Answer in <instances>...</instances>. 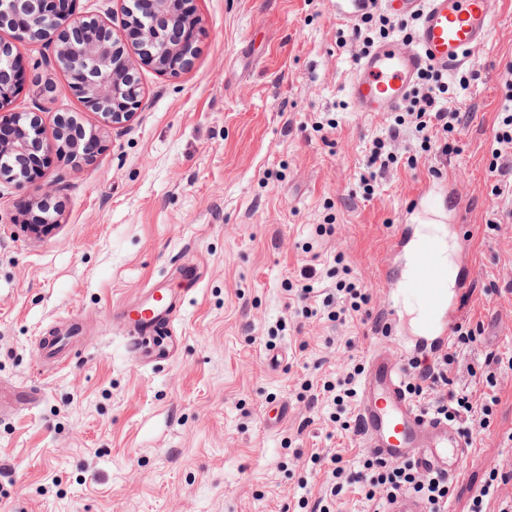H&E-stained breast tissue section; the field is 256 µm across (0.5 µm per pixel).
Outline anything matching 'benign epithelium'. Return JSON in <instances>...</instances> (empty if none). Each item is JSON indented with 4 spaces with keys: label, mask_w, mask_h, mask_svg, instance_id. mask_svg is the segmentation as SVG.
Returning <instances> with one entry per match:
<instances>
[{
    "label": "benign epithelium",
    "mask_w": 512,
    "mask_h": 512,
    "mask_svg": "<svg viewBox=\"0 0 512 512\" xmlns=\"http://www.w3.org/2000/svg\"><path fill=\"white\" fill-rule=\"evenodd\" d=\"M185 2L136 0L125 9L124 42L104 22L71 18L68 0H0V29L9 28L16 40L55 43L54 61L72 79L71 91L100 114L103 126L119 127L130 121L141 102L133 76L138 68L175 74L191 64L198 19L185 11ZM20 78L12 44L0 41V126L18 131L13 141L0 142V184L30 182L34 175L26 159L46 146L40 116L3 111ZM53 148L75 167L94 153L84 149L65 117L56 121Z\"/></svg>",
    "instance_id": "benign-epithelium-1"
}]
</instances>
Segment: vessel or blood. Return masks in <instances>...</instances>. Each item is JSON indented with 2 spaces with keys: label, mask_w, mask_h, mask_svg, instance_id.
<instances>
[{
  "label": "vessel or blood",
  "mask_w": 512,
  "mask_h": 512,
  "mask_svg": "<svg viewBox=\"0 0 512 512\" xmlns=\"http://www.w3.org/2000/svg\"><path fill=\"white\" fill-rule=\"evenodd\" d=\"M338 19L352 22L364 13L382 10L394 17L418 16L415 40H388L361 57L347 93L354 110L391 112L406 99L418 74L426 67L452 71L489 39L497 16L496 0H336ZM442 188L428 180L411 200L412 210H428ZM392 248L406 257L404 268L378 269L382 284L392 288L389 308L377 327L395 325L403 304L417 307V331L422 338L446 346L458 323L452 294L463 288L462 277L451 276L443 264L447 238L415 224L394 225ZM178 296L163 283L151 285L136 311H123L129 346L142 358L167 357L168 346L154 335L169 330ZM406 367L401 360L373 353L361 384L356 421L363 445L390 462H415L427 475H456L468 444L448 421L418 409L405 391Z\"/></svg>",
  "instance_id": "obj_1"
}]
</instances>
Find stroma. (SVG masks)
<instances>
[{
    "instance_id": "obj_1",
    "label": "stroma",
    "mask_w": 512,
    "mask_h": 512,
    "mask_svg": "<svg viewBox=\"0 0 512 512\" xmlns=\"http://www.w3.org/2000/svg\"><path fill=\"white\" fill-rule=\"evenodd\" d=\"M330 2L191 0L195 58L176 75L140 68L141 106L121 129L72 93L52 46L0 33L24 66L9 110L41 109L48 138L59 114L100 136L81 167L51 152L41 178L0 186V390L36 393L0 410V512H312L331 457L352 476L369 456L356 400L336 406L323 386L377 348L414 356L404 326L371 333L386 294L377 269L415 189L451 169L467 222L433 229L450 234V255L469 241L471 285L457 306L463 325L482 329L456 352L457 387H474L487 355L501 362L489 425L459 423L472 446L449 481L450 512H469L492 470L512 467V200L494 195L489 173L512 171V143L495 138L512 0L448 74L472 81L447 102L468 119L446 159L422 152L410 126L389 140L393 113L353 110L345 88L363 44L340 37ZM38 81L54 93L35 98ZM378 137L398 161L369 196L360 177ZM48 190L55 226L27 232L20 215ZM340 261L370 301L332 321L350 302L330 275ZM159 279L183 301L170 357L145 364L115 310ZM72 324L69 358L52 368L39 342ZM281 405L287 418L267 427Z\"/></svg>"
}]
</instances>
